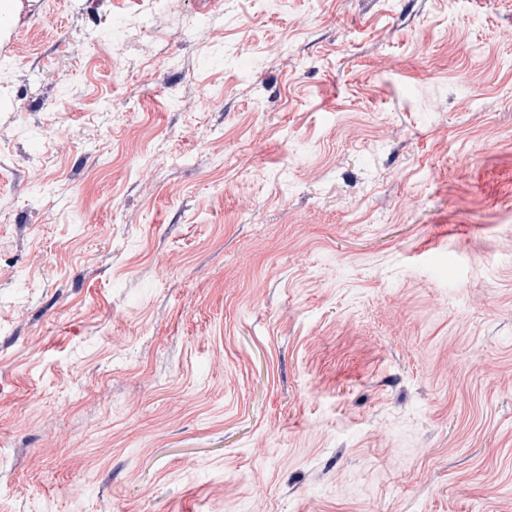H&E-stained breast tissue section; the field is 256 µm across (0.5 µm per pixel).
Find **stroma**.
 <instances>
[{
  "mask_svg": "<svg viewBox=\"0 0 512 512\" xmlns=\"http://www.w3.org/2000/svg\"><path fill=\"white\" fill-rule=\"evenodd\" d=\"M0 512H512V0H16Z\"/></svg>",
  "mask_w": 512,
  "mask_h": 512,
  "instance_id": "obj_1",
  "label": "stroma"
}]
</instances>
